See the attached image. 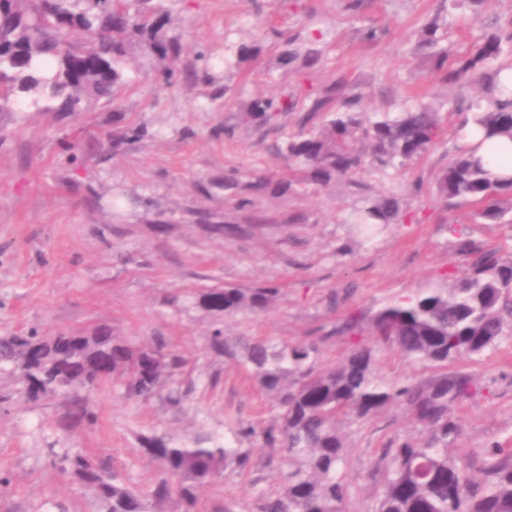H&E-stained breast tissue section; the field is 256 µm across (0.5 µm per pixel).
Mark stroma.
<instances>
[{
  "label": "stroma",
  "instance_id": "1",
  "mask_svg": "<svg viewBox=\"0 0 512 512\" xmlns=\"http://www.w3.org/2000/svg\"><path fill=\"white\" fill-rule=\"evenodd\" d=\"M170 14L168 36L184 47L183 62L208 57V80L167 86L155 79V60L132 42L127 84L118 103L91 100L80 112H0V336L34 329L44 336L112 325L134 344L155 336L189 360L192 396L148 404L99 391L97 421L65 422L60 399L27 400L10 370H0V475L10 481L0 512H42L46 500L67 512H99L55 464L51 441L77 448L114 470L124 484L147 488L156 463L139 437L165 434L187 441L224 435L236 424L268 421L275 402L245 370L207 347L213 329L242 343H318L324 361L340 359L367 330L342 333L354 313L378 310L462 274L449 225L502 254H512V228L486 224L477 205L446 206L431 190L456 154L453 130L461 113L449 101L473 96L469 86L444 83L414 51L416 33L438 19L450 56L479 42L491 17L512 18V0L452 6L450 0H161ZM377 38L365 36L368 28ZM317 40L319 66L283 65L271 29ZM263 41L249 66L224 64L228 45ZM339 82L363 92L371 112H395L417 94L445 107L444 133L422 158L360 181L392 193L399 221L362 241L349 219L360 201L347 181L256 199L238 207L224 178L247 181L268 172L288 179L287 163L272 149L295 132V113L279 114L278 132L260 138L241 124L256 96L304 95ZM139 125L146 136L114 148L116 125ZM212 224L230 233L209 232ZM231 284L272 286L279 295L263 312L232 316L200 307L199 289ZM482 390L456 414L462 435L453 455L473 458L491 445L512 448V338L456 363ZM350 487L347 512H372L380 490L373 463L388 443L411 431L404 409L345 423ZM278 486L267 468L228 470L202 493L199 512H258V495Z\"/></svg>",
  "mask_w": 512,
  "mask_h": 512
}]
</instances>
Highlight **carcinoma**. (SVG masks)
Masks as SVG:
<instances>
[{
  "label": "carcinoma",
  "mask_w": 512,
  "mask_h": 512,
  "mask_svg": "<svg viewBox=\"0 0 512 512\" xmlns=\"http://www.w3.org/2000/svg\"><path fill=\"white\" fill-rule=\"evenodd\" d=\"M168 13L152 0H0V111L28 101L40 108L57 102L58 112H80L85 100L117 102L126 85L124 70L134 37L160 66L168 85L199 81L196 68H180L182 46L164 28ZM490 31L471 51L448 63L439 47L436 22L417 32L416 49L429 58L442 81L475 84L480 92L456 105L460 113L478 112L479 124L491 136L512 139V87L502 79V57L512 51V19L488 24ZM280 59L288 65L302 59L319 64L321 52L311 39L274 31ZM235 66L253 61L262 51L255 42L229 46ZM359 92L339 83L302 102L272 97L253 99L242 121L260 137L276 127L281 112H302L299 130L288 138L283 158L295 178L284 181L270 173L245 185L229 177L224 187L247 198L283 195L293 184L326 186L337 179L355 183L368 167H401L425 155L443 135L440 112L418 104L395 115L370 116ZM138 128L125 126L115 146L133 145ZM433 193L449 204L458 200L480 205L477 215L501 224L512 211V177L493 181L482 165L463 149L434 178ZM399 212L392 196L364 198L365 224H390ZM468 271L448 279L446 288H428L379 310L370 319L371 340L356 341L338 362L324 364L317 344H273L254 340L239 356L220 329L208 336V348L238 360L259 389L274 399L278 414L268 426L250 424L238 432L253 436L269 467L280 463L274 493L259 494V512H345L350 495L343 469L348 441L344 420L360 421L397 405L412 416L417 435L389 442L375 463L383 476L374 512H512V452L486 448L476 460L464 461L448 452L461 436L453 408L480 391L473 375L450 366L474 358L512 336V256L458 239ZM278 289L264 286H216L198 292V303L226 315L267 309ZM391 348L431 370L421 379L389 383L378 375L376 351ZM187 359L162 339L130 344L110 326L40 336L35 331L0 338V368L19 374L25 395L60 399L70 415L87 423L96 415L91 394L108 382L121 383L124 395L147 403L155 398L179 403L190 396L177 377ZM144 454L158 466L145 491L131 489L110 469L86 454L63 448L54 452L60 468L81 488L95 489L101 512H168L177 502L182 512H198L202 491L231 468L253 465L252 448L234 445L210 434L190 442L164 434L140 436Z\"/></svg>",
  "instance_id": "obj_1"
}]
</instances>
